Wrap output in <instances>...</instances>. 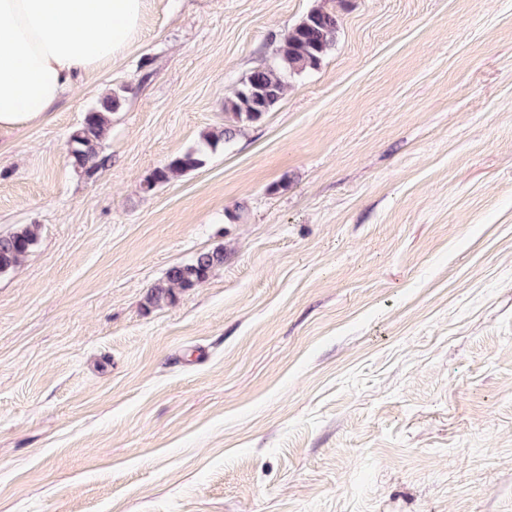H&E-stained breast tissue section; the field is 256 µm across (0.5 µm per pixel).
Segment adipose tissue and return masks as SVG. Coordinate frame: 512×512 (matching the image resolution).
<instances>
[{
  "label": "adipose tissue",
  "instance_id": "ef3b65f1",
  "mask_svg": "<svg viewBox=\"0 0 512 512\" xmlns=\"http://www.w3.org/2000/svg\"><path fill=\"white\" fill-rule=\"evenodd\" d=\"M145 0H0V132L40 119L124 55Z\"/></svg>",
  "mask_w": 512,
  "mask_h": 512
}]
</instances>
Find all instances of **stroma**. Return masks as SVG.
<instances>
[{
  "label": "stroma",
  "instance_id": "35a3bbf8",
  "mask_svg": "<svg viewBox=\"0 0 512 512\" xmlns=\"http://www.w3.org/2000/svg\"><path fill=\"white\" fill-rule=\"evenodd\" d=\"M316 6L320 67L143 193ZM120 88L86 180L68 136ZM20 224L0 512H512V0H145L128 53L0 135ZM223 264V249L198 253L190 262L171 267L163 280L152 285L147 293V303L154 307L174 304L180 291L201 286Z\"/></svg>",
  "mask_w": 512,
  "mask_h": 512
}]
</instances>
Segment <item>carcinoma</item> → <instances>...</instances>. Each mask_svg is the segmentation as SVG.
<instances>
[{"instance_id": "carcinoma-1", "label": "carcinoma", "mask_w": 512, "mask_h": 512, "mask_svg": "<svg viewBox=\"0 0 512 512\" xmlns=\"http://www.w3.org/2000/svg\"><path fill=\"white\" fill-rule=\"evenodd\" d=\"M339 29L335 11L323 7L309 10L281 38L277 66L252 70L233 95L224 100V111L232 115V123L204 134L203 146L228 144L241 131V124L259 122L283 97L288 78L320 66L334 47ZM123 101V95L118 92L104 96L68 136L70 164L87 180L94 179L108 162L102 144L111 124L110 116L122 108ZM203 156L204 151L198 148L170 158L142 180V191L150 193L157 186L200 167ZM39 230L37 224H20L12 232L0 235V274L26 258L38 242ZM223 264L222 249L198 253L190 262L171 267L163 280L152 285L147 303L154 307L175 303L180 292L201 286Z\"/></svg>"}]
</instances>
